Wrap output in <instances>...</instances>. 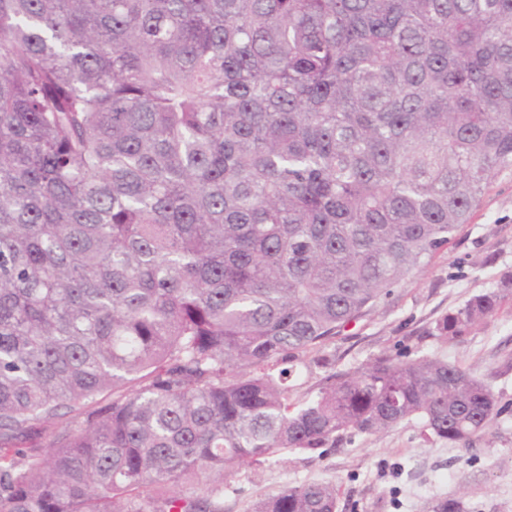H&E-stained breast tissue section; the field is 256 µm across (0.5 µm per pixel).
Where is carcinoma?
<instances>
[{"mask_svg": "<svg viewBox=\"0 0 512 512\" xmlns=\"http://www.w3.org/2000/svg\"><path fill=\"white\" fill-rule=\"evenodd\" d=\"M509 168L512 0H0V512H224L244 465L412 420L469 448L484 381L321 350Z\"/></svg>", "mask_w": 512, "mask_h": 512, "instance_id": "obj_1", "label": "carcinoma"}]
</instances>
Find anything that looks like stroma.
<instances>
[{
	"mask_svg": "<svg viewBox=\"0 0 512 512\" xmlns=\"http://www.w3.org/2000/svg\"><path fill=\"white\" fill-rule=\"evenodd\" d=\"M507 273H512L511 169L493 178L452 244L326 347L340 371L406 351L447 358L488 381L504 410L472 448L425 437L413 422L349 435L322 457L288 453L263 468L239 470L224 486V512H247L258 494L312 481L335 483L339 512H432L444 499L457 500L461 512H512V295L465 336L444 342L427 334L436 319L472 295L496 290Z\"/></svg>",
	"mask_w": 512,
	"mask_h": 512,
	"instance_id": "1",
	"label": "stroma"
}]
</instances>
